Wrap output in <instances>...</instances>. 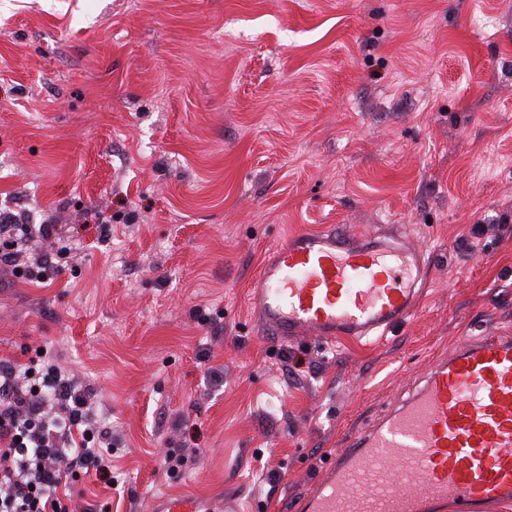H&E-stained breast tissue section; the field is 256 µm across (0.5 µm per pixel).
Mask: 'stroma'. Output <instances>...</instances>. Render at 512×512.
Returning a JSON list of instances; mask_svg holds the SVG:
<instances>
[{
	"label": "stroma",
	"mask_w": 512,
	"mask_h": 512,
	"mask_svg": "<svg viewBox=\"0 0 512 512\" xmlns=\"http://www.w3.org/2000/svg\"><path fill=\"white\" fill-rule=\"evenodd\" d=\"M0 209L27 258L77 246L43 283L0 263V364L52 349L107 430L73 512H288L435 360L512 332V0H0ZM336 224L411 236L417 309L264 337L270 250ZM153 512H236L224 501V507L215 510L208 502L191 494L172 495L158 498Z\"/></svg>",
	"instance_id": "1"
}]
</instances>
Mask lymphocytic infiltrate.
<instances>
[{"instance_id":"lymphocytic-infiltrate-1","label":"lymphocytic infiltrate","mask_w":512,"mask_h":512,"mask_svg":"<svg viewBox=\"0 0 512 512\" xmlns=\"http://www.w3.org/2000/svg\"><path fill=\"white\" fill-rule=\"evenodd\" d=\"M69 402L66 415L54 412L56 401ZM85 401L55 364L21 375L0 368V512H71L61 498L64 464L108 474L111 450L101 448V430L89 424ZM83 426V444H60L59 426Z\"/></svg>"}]
</instances>
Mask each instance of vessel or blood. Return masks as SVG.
I'll list each match as a JSON object with an SVG mask.
<instances>
[{"label": "vessel or blood", "instance_id": "1", "mask_svg": "<svg viewBox=\"0 0 512 512\" xmlns=\"http://www.w3.org/2000/svg\"><path fill=\"white\" fill-rule=\"evenodd\" d=\"M424 250L334 227L277 245L253 286L256 321L280 342L363 339L405 321ZM512 502V338L470 341L437 361L408 397L337 449L300 512H489ZM153 512H234L190 495Z\"/></svg>", "mask_w": 512, "mask_h": 512}]
</instances>
